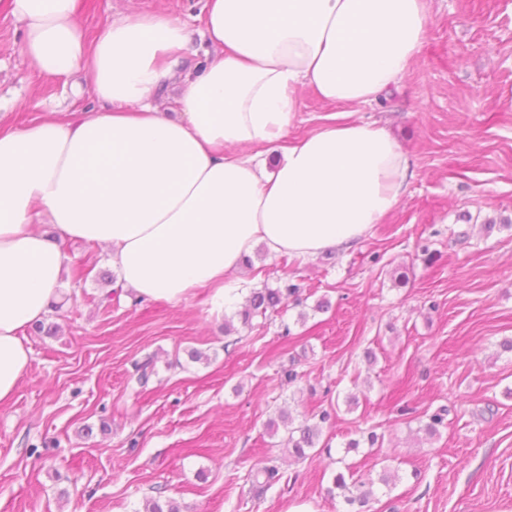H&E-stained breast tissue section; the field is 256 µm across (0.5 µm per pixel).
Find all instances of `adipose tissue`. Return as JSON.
Returning a JSON list of instances; mask_svg holds the SVG:
<instances>
[{
	"instance_id": "1",
	"label": "adipose tissue",
	"mask_w": 512,
	"mask_h": 512,
	"mask_svg": "<svg viewBox=\"0 0 512 512\" xmlns=\"http://www.w3.org/2000/svg\"><path fill=\"white\" fill-rule=\"evenodd\" d=\"M79 6L0 0L31 68L97 103L13 128L0 97V403L31 364L26 329L58 297L59 240L104 247L137 296L178 304L207 288L220 312L239 303L231 274L255 246L301 259L352 247L414 176L399 142L354 112L408 74L428 0H203L209 49L188 70L193 30L178 16L126 12L91 37ZM302 86L342 112L267 169L256 149L284 137Z\"/></svg>"
}]
</instances>
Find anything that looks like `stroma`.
I'll return each instance as SVG.
<instances>
[{
	"label": "stroma",
	"mask_w": 512,
	"mask_h": 512,
	"mask_svg": "<svg viewBox=\"0 0 512 512\" xmlns=\"http://www.w3.org/2000/svg\"><path fill=\"white\" fill-rule=\"evenodd\" d=\"M196 3L81 0L80 20L94 33L141 9L197 28ZM428 3L429 35L399 90L358 111L411 159L395 211L351 248L305 260L264 248L235 273L248 292L300 285L297 299L228 334L209 290L143 299L99 245L62 242L67 302L44 319L57 330L27 329L30 368L0 404V512H144L159 496L181 512H348L331 490L339 459L373 480L369 512H512V0ZM0 90L19 127L61 95L1 16ZM298 95L292 139L333 111L312 88ZM148 357L141 388L132 376ZM325 409L336 418L306 458L269 430ZM369 430L376 444L362 442ZM266 465L282 479L260 495L247 474ZM385 470L394 485L378 484Z\"/></svg>",
	"instance_id": "1"
}]
</instances>
